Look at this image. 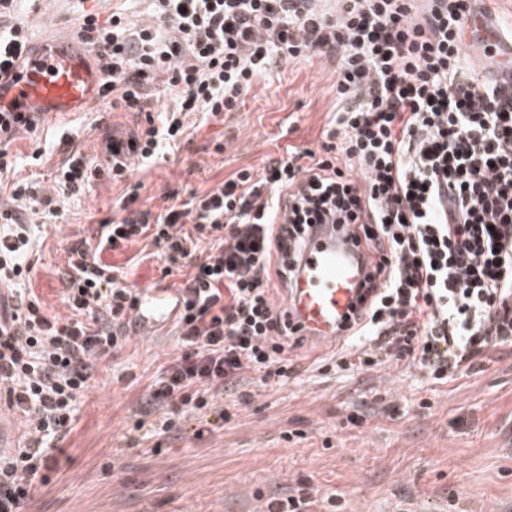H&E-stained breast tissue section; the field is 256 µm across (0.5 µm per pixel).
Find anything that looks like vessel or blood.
<instances>
[{"instance_id": "obj_1", "label": "vessel or blood", "mask_w": 512, "mask_h": 512, "mask_svg": "<svg viewBox=\"0 0 512 512\" xmlns=\"http://www.w3.org/2000/svg\"><path fill=\"white\" fill-rule=\"evenodd\" d=\"M99 76L70 41L50 43L28 56L23 68L0 71V110L38 112L55 118L78 112L98 94ZM368 275L355 248L331 225H315L304 247L302 271L286 308L305 336L328 340L356 304ZM181 300L174 289L154 286L136 291L127 320L131 336H151L174 324Z\"/></svg>"}]
</instances>
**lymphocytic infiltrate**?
<instances>
[{
    "label": "lymphocytic infiltrate",
    "instance_id": "lymphocytic-infiltrate-1",
    "mask_svg": "<svg viewBox=\"0 0 512 512\" xmlns=\"http://www.w3.org/2000/svg\"><path fill=\"white\" fill-rule=\"evenodd\" d=\"M153 21L127 28L85 15L110 110L144 114L102 155L65 148L52 191L10 179L0 147V403L20 413L24 444L0 457V512H24L48 481L55 443L71 429L96 365L121 349L134 302L124 268L105 251L143 242L163 276L183 273L174 326L178 356L149 384L168 434L189 416L223 420L225 393L294 374L301 339L277 286L292 283L310 228L333 224L364 245L376 274L340 347L315 370L367 372L405 363L433 382L512 346V79H480L464 60L472 0H155ZM320 58L336 73V110L319 150H292L261 173L242 170L205 192L141 203L135 166L174 148L189 116L234 111L275 62ZM174 107L146 112L156 80ZM126 183L95 239L66 262L62 319L22 284L34 242L26 214L67 217L96 181Z\"/></svg>",
    "mask_w": 512,
    "mask_h": 512
}]
</instances>
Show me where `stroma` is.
<instances>
[{
    "instance_id": "obj_1",
    "label": "stroma",
    "mask_w": 512,
    "mask_h": 512,
    "mask_svg": "<svg viewBox=\"0 0 512 512\" xmlns=\"http://www.w3.org/2000/svg\"><path fill=\"white\" fill-rule=\"evenodd\" d=\"M152 0H18L0 27L26 21L32 50L76 34L84 14H118L132 28L147 23ZM335 75L319 59L277 64L223 120L192 117L188 142L162 149L135 171L141 199L164 205L167 191H206L239 170L261 171L289 148L317 149L336 109ZM99 103L81 114L18 131L9 147L20 177L48 184L50 170L28 156L62 135L99 153L93 127ZM223 153H216V143ZM123 191L103 182L68 205L66 222L32 217L36 247L29 286L65 314L60 276L67 250L92 236ZM125 267L129 287H177L141 244L104 252ZM176 350L175 336H133L100 364L78 405L72 431L49 484L25 512H264L267 501L306 485L315 498L339 494V512H512V347L491 351L484 365L432 384L404 367L326 377L310 370L323 346L302 341L296 375L283 384L256 383L223 423L186 418L171 434L133 432L138 401ZM359 423H349V414Z\"/></svg>"
}]
</instances>
